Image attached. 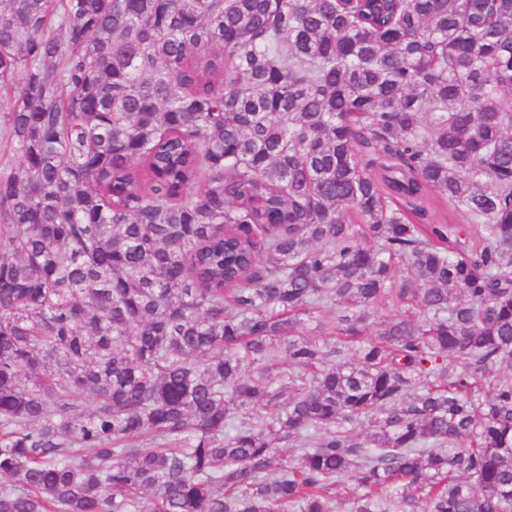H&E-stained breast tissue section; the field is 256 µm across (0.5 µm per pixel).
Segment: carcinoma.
<instances>
[{
    "label": "carcinoma",
    "instance_id": "cac0c4a2",
    "mask_svg": "<svg viewBox=\"0 0 512 512\" xmlns=\"http://www.w3.org/2000/svg\"><path fill=\"white\" fill-rule=\"evenodd\" d=\"M511 96L512 0H0V512H512Z\"/></svg>",
    "mask_w": 512,
    "mask_h": 512
}]
</instances>
